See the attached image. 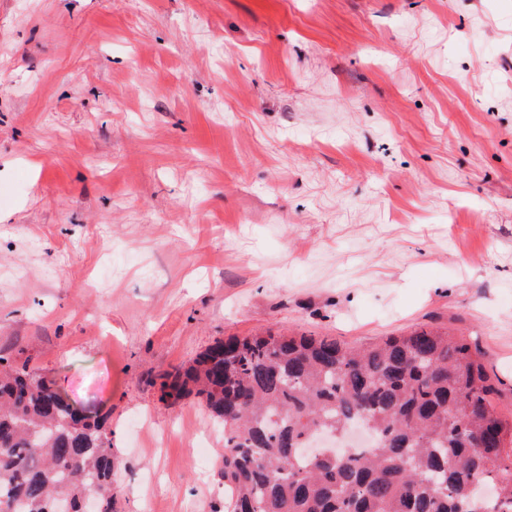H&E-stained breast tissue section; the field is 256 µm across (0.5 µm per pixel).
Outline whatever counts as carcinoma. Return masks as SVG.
<instances>
[{
	"mask_svg": "<svg viewBox=\"0 0 512 512\" xmlns=\"http://www.w3.org/2000/svg\"><path fill=\"white\" fill-rule=\"evenodd\" d=\"M160 399L193 394L224 425V512H512V419L483 352L440 328L368 347L328 336L219 338L163 374ZM108 415L0 354V512H112ZM358 425L360 451L309 457L318 434Z\"/></svg>",
	"mask_w": 512,
	"mask_h": 512,
	"instance_id": "obj_1",
	"label": "carcinoma"
}]
</instances>
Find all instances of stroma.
I'll list each match as a JSON object with an SVG mask.
<instances>
[{"label":"stroma","instance_id":"obj_1","mask_svg":"<svg viewBox=\"0 0 512 512\" xmlns=\"http://www.w3.org/2000/svg\"><path fill=\"white\" fill-rule=\"evenodd\" d=\"M476 338L512 414V0H0V352L115 512H222L215 339Z\"/></svg>","mask_w":512,"mask_h":512}]
</instances>
